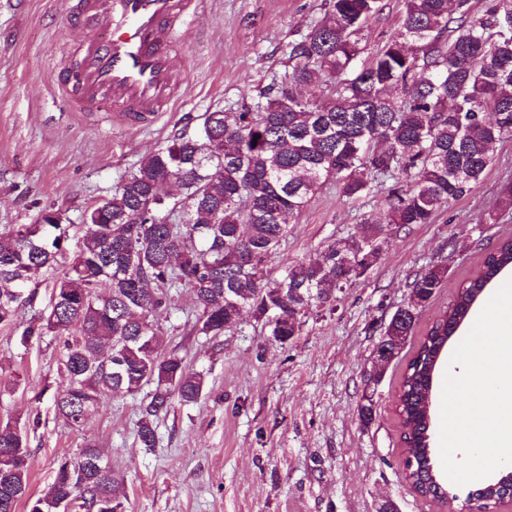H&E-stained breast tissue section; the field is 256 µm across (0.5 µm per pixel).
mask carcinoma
<instances>
[{
    "label": "carcinoma",
    "mask_w": 512,
    "mask_h": 512,
    "mask_svg": "<svg viewBox=\"0 0 512 512\" xmlns=\"http://www.w3.org/2000/svg\"><path fill=\"white\" fill-rule=\"evenodd\" d=\"M381 11V0H333L328 16L288 44V70L241 112L204 114L191 135L180 134L144 156L112 197L86 214L87 231L70 266L56 279L46 314L27 323L22 340L65 336L60 369L69 386L54 395L58 417L81 426L108 392L137 394V435L156 446L154 419L173 400L197 401L203 376L175 352L159 350L154 314L170 289L188 288L195 329L221 336L250 315L288 342L298 316L335 299L350 282L349 264L369 270L388 245L387 228L428 224L443 205L472 191L493 161L492 147L512 138V0H487L481 15L469 0H405L395 34L361 71L319 103L296 89H315L346 72L358 35ZM184 189L174 206L159 187ZM358 200L384 193L385 223L369 222L357 237L328 244L315 259L285 268L268 265L288 225L327 181ZM152 212V223L138 222ZM179 211L177 223L166 215ZM68 248L62 213L41 212L35 224L0 235V324L18 321L45 272ZM512 268V238L485 254L448 310L422 336L398 392L408 481L435 496L431 472L432 382L449 341L481 300L493 277ZM445 269L432 266L408 283L409 302L386 327L402 349L419 311L442 287ZM0 512H122L112 473L89 446L61 460L52 483L28 495L26 428L0 424Z\"/></svg>",
    "instance_id": "obj_1"
}]
</instances>
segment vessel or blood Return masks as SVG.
Segmentation results:
<instances>
[{"mask_svg": "<svg viewBox=\"0 0 512 512\" xmlns=\"http://www.w3.org/2000/svg\"><path fill=\"white\" fill-rule=\"evenodd\" d=\"M197 0H77L82 37L57 78L73 110L114 113L151 126L179 83L171 65Z\"/></svg>", "mask_w": 512, "mask_h": 512, "instance_id": "vessel-or-blood-1", "label": "vessel or blood"}]
</instances>
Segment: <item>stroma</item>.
Here are the masks:
<instances>
[{
  "instance_id": "obj_1",
  "label": "stroma",
  "mask_w": 512,
  "mask_h": 512,
  "mask_svg": "<svg viewBox=\"0 0 512 512\" xmlns=\"http://www.w3.org/2000/svg\"><path fill=\"white\" fill-rule=\"evenodd\" d=\"M332 0H203L173 63L182 82L150 127L113 122L108 112H74L54 91L81 31L75 0H0V233L61 210L69 250L77 252L85 211L111 197L142 157L175 135L191 133L203 115L239 112L288 68V45L331 10ZM364 29L367 60L397 29L404 0H381ZM512 180V139L496 144L483 180L450 201L431 223L393 229L380 261L306 311L298 335L280 343L251 317L219 338L193 332L192 294L170 291L154 317L164 352H177L204 376L197 402L173 403L158 421L156 447L137 438L140 396L108 394L79 428L57 418L43 389L62 390L64 338L22 344L24 321L44 313L58 277H43L22 319L0 324V423L39 411L30 430L31 495L52 482L58 460L87 444L101 449L120 489L124 512H438L405 478L395 401L403 369L431 323L482 257L512 236V210L498 191ZM384 219L382 195L342 197L326 182L289 225L269 267L317 257L331 241L358 233L365 219ZM443 288L421 310L399 354L370 380L378 330L409 298L407 284L434 265ZM373 402L371 421L359 409Z\"/></svg>"
}]
</instances>
